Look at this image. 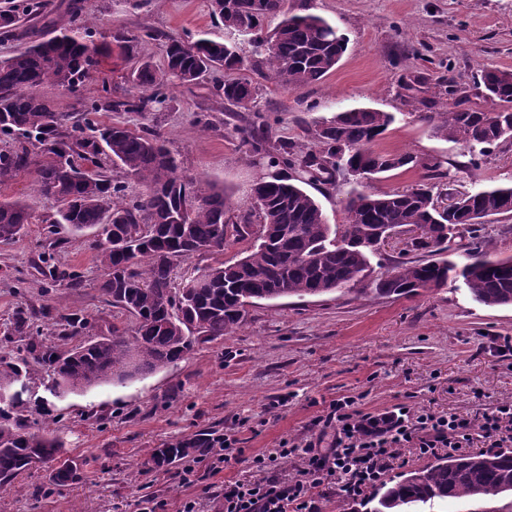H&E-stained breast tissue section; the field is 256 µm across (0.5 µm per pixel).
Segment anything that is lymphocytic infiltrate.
<instances>
[{
	"label": "lymphocytic infiltrate",
	"instance_id": "1",
	"mask_svg": "<svg viewBox=\"0 0 512 512\" xmlns=\"http://www.w3.org/2000/svg\"><path fill=\"white\" fill-rule=\"evenodd\" d=\"M314 437L246 455L234 435H224L205 456L212 474L248 462V477L224 484L221 512H322L324 500L365 498L393 471L404 448L419 456L457 453L480 445L512 447V400L488 407L477 419L398 405L374 417L354 396L331 400L315 416Z\"/></svg>",
	"mask_w": 512,
	"mask_h": 512
}]
</instances>
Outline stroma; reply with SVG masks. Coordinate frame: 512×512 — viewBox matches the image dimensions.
<instances>
[{
    "label": "stroma",
    "instance_id": "35a3bbf8",
    "mask_svg": "<svg viewBox=\"0 0 512 512\" xmlns=\"http://www.w3.org/2000/svg\"><path fill=\"white\" fill-rule=\"evenodd\" d=\"M94 23L95 42H111L116 31L132 35L142 26L160 38L148 47L156 68L165 64L169 37H225L209 0H82ZM293 14H316L348 40L336 68L300 90L261 83L253 110L226 104L210 82L176 86L168 108L150 120L168 141L184 173L223 186L232 203V227L221 251L177 266L179 274L244 256L260 232L251 189L260 175L240 142L238 128L255 113L271 116L273 138L299 154L316 150L321 122L336 113L367 107L392 113L394 122L377 142L378 151L409 153L416 167H403L372 181L376 191H403L417 184L422 162L450 164L449 177L434 181L440 199L475 187L512 184V144L503 143L475 166L455 169L463 148L434 132L425 109L401 94L402 78L419 74L436 82L454 73L475 94L480 69H512V0H288ZM135 57H104L95 82L71 93L52 86L41 92L59 112H79L84 102L109 87L112 99L133 89L128 74ZM205 114L209 126L196 123ZM354 178L309 186L330 223L346 221L345 201L358 188ZM0 200H21L34 215L55 212L54 198L40 195L29 172L0 183ZM93 231L61 226L48 248L44 225L32 224L16 243L0 244V355L25 357L19 339L5 333L21 308L52 305L88 318L95 328L130 325V316L99 293L103 271L90 243ZM81 273L83 285L52 282L39 270V257ZM512 307H488L474 299L462 280L411 297H380L355 286L318 296L258 300L232 334L195 345L167 367L124 384H104L59 394L50 373L36 368L25 379L19 409L31 428L55 431L64 454L81 469V480L52 486L47 469L0 490V512H139L154 497L177 512L181 502L209 487L203 512H217L224 483L246 475L243 463L211 474L196 466V483L182 485V464L156 467V449L197 432L236 433L248 453L277 447L285 438H309V423L325 403L355 396L363 412L380 414L400 404L429 407L465 417L481 415L496 400L512 398Z\"/></svg>",
    "mask_w": 512,
    "mask_h": 512
}]
</instances>
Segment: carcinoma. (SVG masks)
Returning <instances> with one entry per match:
<instances>
[{"instance_id": "1", "label": "carcinoma", "mask_w": 512, "mask_h": 512, "mask_svg": "<svg viewBox=\"0 0 512 512\" xmlns=\"http://www.w3.org/2000/svg\"><path fill=\"white\" fill-rule=\"evenodd\" d=\"M211 10L224 29H243L252 36L261 56L252 71L286 89L323 79L348 47L346 37L323 18L289 14L286 0H211ZM277 15L282 16L278 26L264 32V19ZM45 18L42 0H6L0 9V34L25 43L0 59V138L14 143L0 151V182L32 168L40 192L62 203L41 219L48 234H56L59 224L75 232L96 230L93 248L103 269L98 290L132 317L127 329L111 325L107 333L76 344L74 338L90 328L86 318L48 306L18 310L9 335L25 341L31 359L52 372L54 389L65 393L123 383L175 363L199 341L231 334L256 300L326 294L360 282L370 272L380 240L410 226L423 231L411 241V251L440 255L462 236L467 262L459 269L446 260L401 261L372 280L371 291L409 297L446 284L457 272L480 303L512 306V260L490 259L491 245L482 234L484 218L512 214V186L476 188L463 194L451 212L439 210L426 183L402 192H355L348 196L344 229L339 232L328 223L304 186L333 184L336 175L355 169L376 177L418 164L409 154L375 149L394 116L371 108L338 112L323 122L314 133L318 150L302 156L292 145L272 140L260 114L242 127V143L266 169L253 191L261 233L235 263L205 268L183 287H171L179 262L223 249L229 228L226 193L206 179L184 175L154 127L100 122L98 112L107 108L101 97L88 101L76 116L56 111L40 87L76 90L92 79L103 50L92 40L81 0H69L67 18L49 21L51 30L39 34L32 21ZM22 19L30 25H19ZM156 37L154 29L145 27L137 36L119 34L114 40L128 52ZM243 68L230 42L173 39L164 69L141 57L130 73L137 94L112 103V109L147 117L165 102L169 86L196 85L210 73L227 75ZM478 83L482 106L467 105L463 95L434 125L437 135L464 146L471 164L488 149L512 141V70H482ZM423 84L415 76L402 89L430 109L436 96H418ZM213 88L225 102L247 109L259 82L228 78ZM105 160L120 169L121 178L105 175ZM132 181L142 186L134 195L127 193ZM31 219L25 202L0 200V244L19 240ZM40 262L50 280L82 284L79 273L58 267L51 258L43 255ZM38 318L54 321L53 339L33 330ZM24 373H29L27 360L0 356V489L10 490L22 474L45 467L55 486L76 482L82 478L80 468L64 456L60 437L26 425L17 411L18 398L5 395ZM209 446V438L197 435L157 449L153 462L171 465ZM509 496L512 448H504L446 456L402 472L374 488L368 502L369 512H413L435 500L493 502Z\"/></svg>"}]
</instances>
